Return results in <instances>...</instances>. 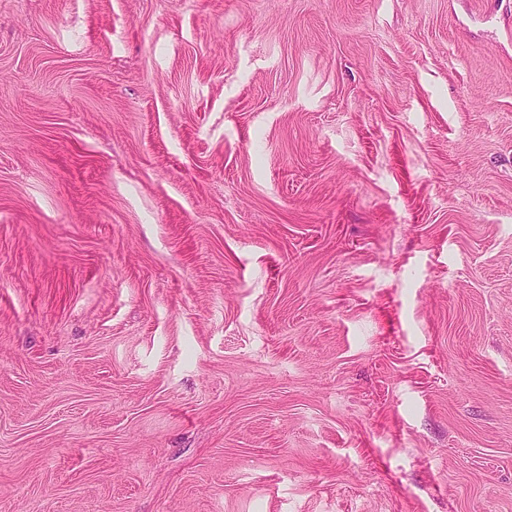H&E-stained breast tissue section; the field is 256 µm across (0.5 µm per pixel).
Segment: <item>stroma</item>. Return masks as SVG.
<instances>
[{"mask_svg":"<svg viewBox=\"0 0 512 512\" xmlns=\"http://www.w3.org/2000/svg\"><path fill=\"white\" fill-rule=\"evenodd\" d=\"M0 512H512V0H0Z\"/></svg>","mask_w":512,"mask_h":512,"instance_id":"1","label":"stroma"}]
</instances>
